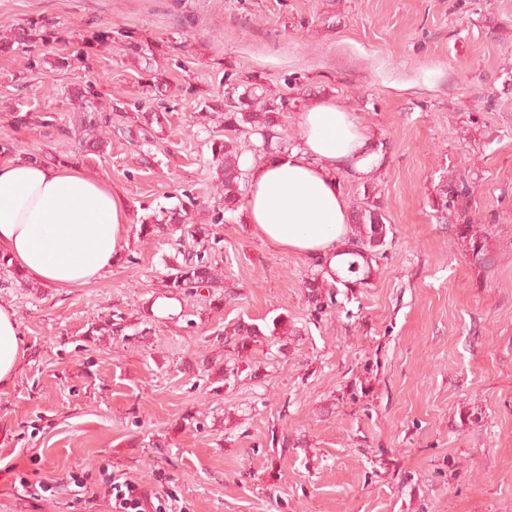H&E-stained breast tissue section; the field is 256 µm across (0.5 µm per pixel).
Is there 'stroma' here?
<instances>
[{"label": "stroma", "instance_id": "stroma-1", "mask_svg": "<svg viewBox=\"0 0 512 512\" xmlns=\"http://www.w3.org/2000/svg\"><path fill=\"white\" fill-rule=\"evenodd\" d=\"M30 19L55 24L66 61L28 72L0 52V142L69 159L87 91L167 108L169 124L78 160L129 201L111 272L23 288L0 270L24 347L0 390V512H112L100 494L80 507L28 490L102 467L185 512H512V0H0V36ZM99 27L137 32L156 76L120 45L83 48ZM231 72L314 89L386 148L373 175L393 239L368 285L338 287L318 320L308 260L235 214L219 244L231 300L202 288L176 317L151 311L169 247L140 239V220L186 194L199 220L219 206L208 142L221 128L196 114ZM31 109L56 126H18ZM451 175L475 189L487 269L435 218ZM116 312L141 336L92 340ZM277 317L293 333L275 342ZM244 322L264 334L241 353L222 331Z\"/></svg>", "mask_w": 512, "mask_h": 512}]
</instances>
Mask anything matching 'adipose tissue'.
I'll use <instances>...</instances> for the list:
<instances>
[{
    "mask_svg": "<svg viewBox=\"0 0 512 512\" xmlns=\"http://www.w3.org/2000/svg\"><path fill=\"white\" fill-rule=\"evenodd\" d=\"M297 124L288 154L245 159L244 217L274 249L332 269L352 219L337 173L365 177L376 157L354 113L332 100H311ZM129 214L122 192L79 165L0 154V252L34 281L78 288L111 271L127 244ZM23 355L16 314L0 306V389L13 382Z\"/></svg>",
    "mask_w": 512,
    "mask_h": 512,
    "instance_id": "adipose-tissue-1",
    "label": "adipose tissue"
}]
</instances>
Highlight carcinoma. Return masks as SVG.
Segmentation results:
<instances>
[{"instance_id":"1","label":"carcinoma","mask_w":512,"mask_h":512,"mask_svg":"<svg viewBox=\"0 0 512 512\" xmlns=\"http://www.w3.org/2000/svg\"><path fill=\"white\" fill-rule=\"evenodd\" d=\"M109 39L123 44L141 57L146 68H153L154 54L145 52L144 45L135 38L132 31L91 29L83 41L91 47ZM58 41L54 25L37 19L0 38V44L21 46V52L26 54L28 70L41 66L45 62L44 55ZM298 102L297 97L269 93L263 84L262 75L252 73L244 77L236 76L231 91L224 93L222 102L204 103L207 114L219 112L224 120V138L214 139L210 145L212 161L217 166V172L222 175L223 210H212L211 220L199 224L193 217L197 202L190 197L171 208L141 219V238L150 239L158 233H164L174 250L167 263L165 288L168 292L188 297L195 294L198 288H217L223 283V269L218 266V257L211 254L208 246L215 237L214 227L224 221V213L238 210L247 187V170L240 166L241 152L235 133L247 131L260 137L261 143L255 146L259 158L276 150L285 151L291 144L282 142L273 145L275 128L281 126L285 114L292 111ZM128 111V104L121 101L113 103L109 112L97 106L84 111L81 117L82 135L77 140L79 154L85 157L101 152L109 137L116 133L125 137L132 136L134 131L147 135L151 126L162 129L168 122L162 112H136L130 117ZM18 123L26 127H49L54 125V120L47 114L27 112L18 116ZM378 194L376 184H364L363 197L352 206V236L345 247L336 253V256L344 257L342 267L348 275L355 277L352 284L356 287L367 284V279L375 271L373 262L377 261L379 252L387 245L388 233L392 231ZM473 194L474 190L467 183H460L457 178L450 177L440 190L434 210L436 218L443 221L450 215L456 218L455 233L464 242L466 253L476 267L485 269L490 262V232L485 225L473 224L467 218ZM322 275L323 272L317 270L304 281L307 299L315 316L324 314L329 305L335 303L333 294H324L325 289L334 287V284L322 278ZM126 329V320L118 314L113 320L91 327L89 335L120 336L125 334ZM259 335L260 329L252 325H236L232 330L224 331L225 341L243 350Z\"/></svg>"}]
</instances>
